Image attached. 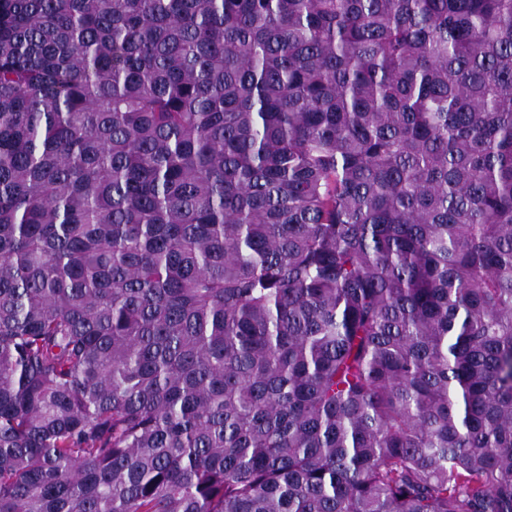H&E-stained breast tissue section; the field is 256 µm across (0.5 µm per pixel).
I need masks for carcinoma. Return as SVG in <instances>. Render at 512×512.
<instances>
[{"mask_svg": "<svg viewBox=\"0 0 512 512\" xmlns=\"http://www.w3.org/2000/svg\"><path fill=\"white\" fill-rule=\"evenodd\" d=\"M0 512H512V0H0Z\"/></svg>", "mask_w": 512, "mask_h": 512, "instance_id": "carcinoma-1", "label": "carcinoma"}]
</instances>
